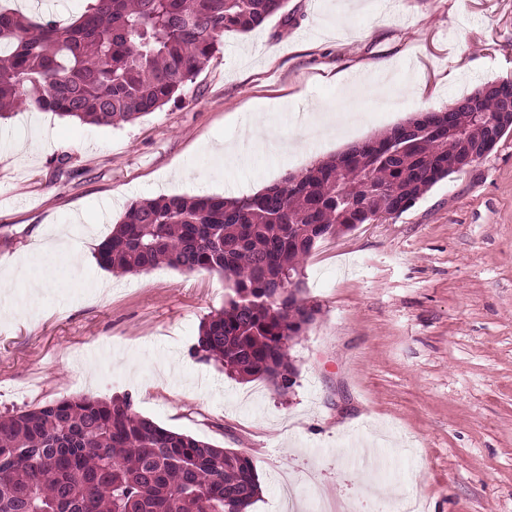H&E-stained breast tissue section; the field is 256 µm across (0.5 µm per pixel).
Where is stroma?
Returning a JSON list of instances; mask_svg holds the SVG:
<instances>
[{"label": "stroma", "mask_w": 512, "mask_h": 512, "mask_svg": "<svg viewBox=\"0 0 512 512\" xmlns=\"http://www.w3.org/2000/svg\"><path fill=\"white\" fill-rule=\"evenodd\" d=\"M362 117L325 136L304 116ZM512 79V0H288L228 32L182 100L99 126L26 106L0 120V266L59 234L39 296L0 291V415L73 396L131 397L164 428L244 452L280 512L286 481L365 512H512V132L407 211L318 243L319 312L278 393L196 354L229 290L214 273L102 270L94 253L134 201L242 196L410 115ZM260 119L267 143L251 140Z\"/></svg>", "instance_id": "35a3bbf8"}]
</instances>
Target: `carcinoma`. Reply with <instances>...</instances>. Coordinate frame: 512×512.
Wrapping results in <instances>:
<instances>
[{"label": "carcinoma", "mask_w": 512, "mask_h": 512, "mask_svg": "<svg viewBox=\"0 0 512 512\" xmlns=\"http://www.w3.org/2000/svg\"><path fill=\"white\" fill-rule=\"evenodd\" d=\"M67 24L0 6V118L24 104L102 126L177 98L226 32H248L287 0H84ZM500 101L479 91L250 196L135 201L98 265L218 274L233 295L202 322L196 353L236 380L286 392L290 348L309 329L304 262L322 240L403 213L469 167ZM252 459L166 429L131 398H63L0 416V512H248Z\"/></svg>", "instance_id": "1"}]
</instances>
